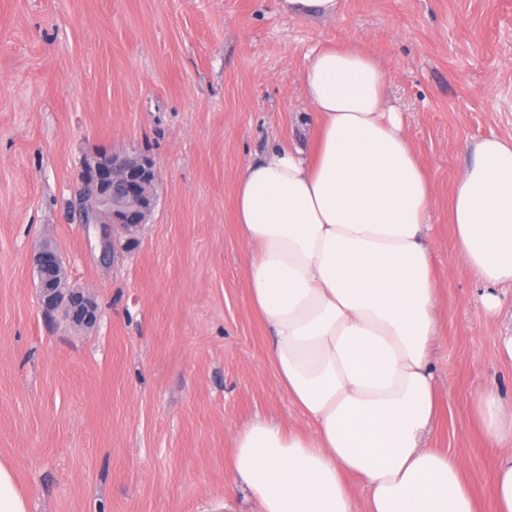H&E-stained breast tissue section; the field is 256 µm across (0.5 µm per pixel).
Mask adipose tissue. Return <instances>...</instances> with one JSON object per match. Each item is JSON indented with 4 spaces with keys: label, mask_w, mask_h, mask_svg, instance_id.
<instances>
[{
    "label": "adipose tissue",
    "mask_w": 512,
    "mask_h": 512,
    "mask_svg": "<svg viewBox=\"0 0 512 512\" xmlns=\"http://www.w3.org/2000/svg\"><path fill=\"white\" fill-rule=\"evenodd\" d=\"M387 83L357 46L314 51L300 82L312 143L273 144L236 182L249 306L307 424L258 417L232 434L229 471L258 512H478L463 453L425 445L437 410L431 201ZM464 148L451 200L458 259L485 286L512 287V140ZM476 408L500 450L489 512H512V401L487 387Z\"/></svg>",
    "instance_id": "obj_1"
}]
</instances>
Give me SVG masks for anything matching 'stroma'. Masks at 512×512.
<instances>
[{
  "label": "stroma",
  "mask_w": 512,
  "mask_h": 512,
  "mask_svg": "<svg viewBox=\"0 0 512 512\" xmlns=\"http://www.w3.org/2000/svg\"><path fill=\"white\" fill-rule=\"evenodd\" d=\"M346 42L386 71L430 185L428 445L464 451L489 502L499 451L474 400L486 386L512 400L498 351L512 290L484 307L449 213L464 143L512 138V0H342L333 20L288 18L275 0H0V462L28 512H254L229 482V435L258 416L304 420L249 308L235 185L273 143L312 140L301 73L314 49ZM98 149L158 164L151 223L111 252L65 210ZM40 242L94 298L93 327L43 315Z\"/></svg>",
  "instance_id": "1"
}]
</instances>
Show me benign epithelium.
<instances>
[{"label": "benign epithelium", "mask_w": 512, "mask_h": 512, "mask_svg": "<svg viewBox=\"0 0 512 512\" xmlns=\"http://www.w3.org/2000/svg\"><path fill=\"white\" fill-rule=\"evenodd\" d=\"M157 177V163L149 154L98 151L85 155L76 188L80 200H89L82 224L100 226L108 239L133 234L149 223L155 211L153 183ZM31 268L42 312L59 315L74 326L89 327L96 322V302L69 285L56 247L39 244L31 254Z\"/></svg>", "instance_id": "obj_1"}]
</instances>
